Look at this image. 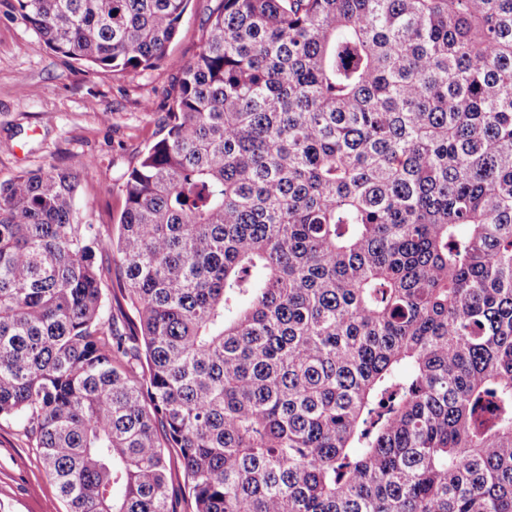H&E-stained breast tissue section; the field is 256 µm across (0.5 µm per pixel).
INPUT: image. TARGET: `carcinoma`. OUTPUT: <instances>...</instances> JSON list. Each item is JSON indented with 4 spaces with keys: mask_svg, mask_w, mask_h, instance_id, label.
<instances>
[{
    "mask_svg": "<svg viewBox=\"0 0 512 512\" xmlns=\"http://www.w3.org/2000/svg\"><path fill=\"white\" fill-rule=\"evenodd\" d=\"M188 0H17L169 63ZM164 134L83 220L0 182V419L68 512H512V0H214ZM118 271L112 307L99 259Z\"/></svg>",
    "mask_w": 512,
    "mask_h": 512,
    "instance_id": "1",
    "label": "carcinoma"
}]
</instances>
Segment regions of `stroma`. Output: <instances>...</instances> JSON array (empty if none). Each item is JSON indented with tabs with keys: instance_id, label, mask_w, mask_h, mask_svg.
Masks as SVG:
<instances>
[{
	"instance_id": "1",
	"label": "stroma",
	"mask_w": 512,
	"mask_h": 512,
	"mask_svg": "<svg viewBox=\"0 0 512 512\" xmlns=\"http://www.w3.org/2000/svg\"><path fill=\"white\" fill-rule=\"evenodd\" d=\"M16 0H0V181L23 169L90 165L77 204L86 221L109 228L124 206L119 187L141 154L162 137L177 68L114 74L51 51L22 20ZM212 0H190L168 54L194 60ZM0 512H65L39 451L22 428L0 420Z\"/></svg>"
}]
</instances>
